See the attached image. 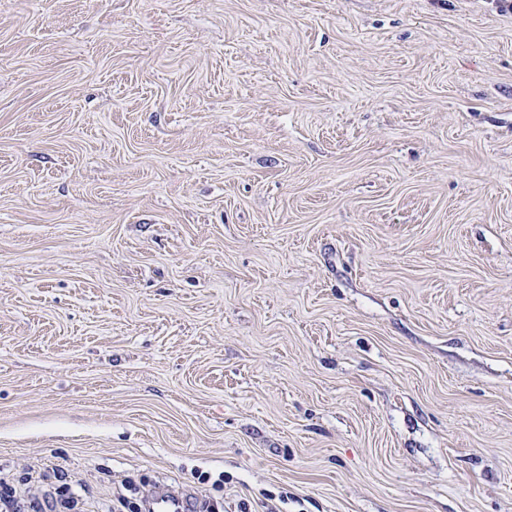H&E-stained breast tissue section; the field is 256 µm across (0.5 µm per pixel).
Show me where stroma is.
Returning <instances> with one entry per match:
<instances>
[{
  "instance_id": "35a3bbf8",
  "label": "stroma",
  "mask_w": 512,
  "mask_h": 512,
  "mask_svg": "<svg viewBox=\"0 0 512 512\" xmlns=\"http://www.w3.org/2000/svg\"><path fill=\"white\" fill-rule=\"evenodd\" d=\"M0 479L512 512V11L0 0Z\"/></svg>"
}]
</instances>
